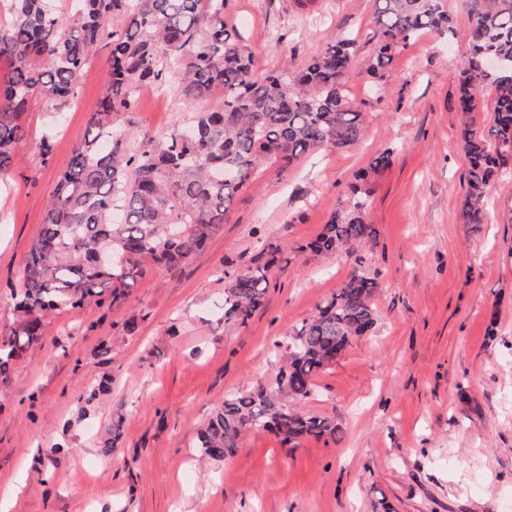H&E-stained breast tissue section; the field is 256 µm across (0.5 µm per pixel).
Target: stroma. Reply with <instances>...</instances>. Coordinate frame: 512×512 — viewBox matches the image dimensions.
Masks as SVG:
<instances>
[{
    "label": "stroma",
    "mask_w": 512,
    "mask_h": 512,
    "mask_svg": "<svg viewBox=\"0 0 512 512\" xmlns=\"http://www.w3.org/2000/svg\"><path fill=\"white\" fill-rule=\"evenodd\" d=\"M374 9V0H228L224 23L261 75L302 67L337 35L354 38L346 90L365 138L286 169L259 166L204 250L173 269L147 267L118 304L91 298L53 318L0 386V493L19 490L11 512H512V180L491 187L484 224L465 223L458 101L469 19L448 0L453 36L422 34L378 78L367 71ZM109 82L100 51L69 108L41 97L26 108L0 175L1 328L15 318L12 290ZM131 98L114 117L129 145L204 108L176 77ZM388 147L391 165L373 168ZM359 195L374 243L302 251ZM264 264V306L247 325L225 321L229 275ZM356 271L376 282V330L295 404L335 419L341 441L292 448L253 430L233 457L206 460L197 432L211 411L273 379L289 331ZM95 381L106 392L81 416Z\"/></svg>",
    "instance_id": "35a3bbf8"
}]
</instances>
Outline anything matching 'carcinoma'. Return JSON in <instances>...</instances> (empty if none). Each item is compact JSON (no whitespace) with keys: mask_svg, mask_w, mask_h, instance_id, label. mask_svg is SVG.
<instances>
[{"mask_svg":"<svg viewBox=\"0 0 512 512\" xmlns=\"http://www.w3.org/2000/svg\"><path fill=\"white\" fill-rule=\"evenodd\" d=\"M470 50L460 71V111H472L486 82L494 87L493 125L486 132L464 124L468 159L462 214L485 223L484 202L492 183L512 178V0H463ZM226 0H76L77 22L67 24L49 0H8L0 24V174L11 166L23 135L29 101L42 96L59 112L77 96L89 57L110 48L111 81L91 113L87 136L54 189L42 229L14 294L16 318L0 329V384L11 363L44 335L47 318L76 309L93 297L125 299L146 263L177 267L203 249L224 223L237 193L263 162L288 166L321 148L359 144L365 118L347 97L354 39L338 35L298 72L259 76L255 61L224 25ZM126 19L111 30L106 23ZM379 47L369 68L388 69L395 53L422 32H454L446 0H375ZM492 54L506 69L483 70ZM181 75L189 100L224 96L165 138L145 139L120 158L122 133L112 115L131 106V90L160 87ZM366 221V202L335 209L317 237L301 246L333 253L376 240ZM268 269L254 267L231 277L224 320L241 326L263 305ZM375 282L354 273L293 333L287 364L273 382L224 398L198 432V448L211 461L233 456L249 430H265L285 445L303 438L340 440L329 417L301 414L287 401L314 391L316 375L333 364L356 336L375 328Z\"/></svg>","mask_w":512,"mask_h":512,"instance_id":"cac0c4a2","label":"carcinoma"}]
</instances>
